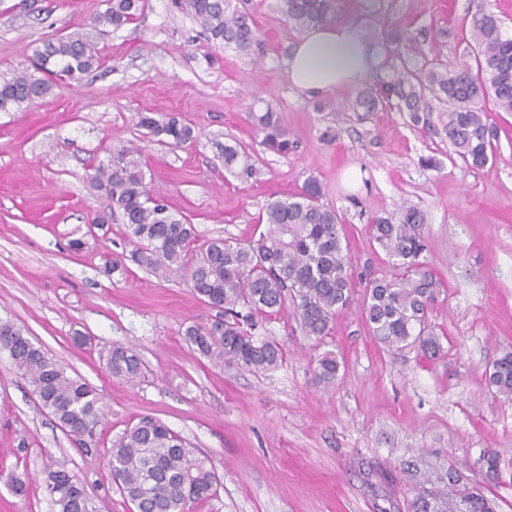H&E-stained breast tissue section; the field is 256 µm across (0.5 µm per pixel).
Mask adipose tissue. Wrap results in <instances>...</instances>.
I'll return each instance as SVG.
<instances>
[{
  "label": "adipose tissue",
  "mask_w": 512,
  "mask_h": 512,
  "mask_svg": "<svg viewBox=\"0 0 512 512\" xmlns=\"http://www.w3.org/2000/svg\"><path fill=\"white\" fill-rule=\"evenodd\" d=\"M372 50L361 30L347 23L307 29L286 60L292 86L303 95L360 86L371 72Z\"/></svg>",
  "instance_id": "1"
}]
</instances>
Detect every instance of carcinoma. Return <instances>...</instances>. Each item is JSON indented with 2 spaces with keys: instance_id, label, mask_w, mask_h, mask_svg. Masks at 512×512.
<instances>
[{
  "instance_id": "obj_1",
  "label": "carcinoma",
  "mask_w": 512,
  "mask_h": 512,
  "mask_svg": "<svg viewBox=\"0 0 512 512\" xmlns=\"http://www.w3.org/2000/svg\"><path fill=\"white\" fill-rule=\"evenodd\" d=\"M470 29L475 42L474 61H448L435 55L416 60L405 53L415 39L408 28H395L384 40L395 45L376 67L374 85L358 89L343 105L365 121L378 112L396 110L412 126L448 141L466 168L480 169L496 157L498 129L489 122L486 104L512 112V32L489 0H472ZM190 14L201 35L215 47L241 56L265 54V42L250 9L234 0H174ZM146 0H107L95 16L98 34L105 36L136 20ZM334 0H281V11L294 27L306 30L334 19ZM34 72L0 76V111L8 112L48 95L62 80L81 83L97 69L102 56L97 43L84 33L49 38L32 54ZM262 145L286 157L294 150L281 113L268 104L251 113ZM139 125L176 147L194 140L191 127L171 117L144 115ZM224 169L248 180L257 169L241 145H224ZM91 186L103 192L109 209L122 214L131 260L165 279L191 288L216 311L203 325L185 330L186 341L212 364H240L255 372L279 366L282 344L258 339L255 318L291 315L308 336H325L339 310L352 300L356 282L351 260L343 247V231L336 210L320 202L319 184L309 179L301 192L269 202L257 224L266 229L247 239H214L196 245L194 226L170 211L152 194L136 148H121L106 166L96 169ZM423 210L411 203L397 212L370 220L371 239L385 253L389 271L366 280L362 309L369 331L391 350L415 348L426 358L443 350L439 335L428 323L439 282L424 258L426 244ZM7 338L0 351L38 398L41 408L57 421L75 443L96 445L106 415L104 398L87 382L35 346L24 330L5 323ZM318 374L332 383L340 362L332 352L318 360ZM106 367L116 379L134 381L144 376V364L131 348L107 351ZM489 384L512 396V352L496 360ZM108 470L121 495L136 512H186L190 502L213 495L219 477L210 460L193 449L164 423L143 417L112 441ZM44 488L56 512H89L83 482L66 463L49 458L43 466ZM466 512H493L491 503L468 487L458 491ZM412 512H447V503L425 490L411 502Z\"/></svg>"
}]
</instances>
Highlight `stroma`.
Segmentation results:
<instances>
[{
    "instance_id": "obj_1",
    "label": "stroma",
    "mask_w": 512,
    "mask_h": 512,
    "mask_svg": "<svg viewBox=\"0 0 512 512\" xmlns=\"http://www.w3.org/2000/svg\"><path fill=\"white\" fill-rule=\"evenodd\" d=\"M252 3L266 43L259 65L214 48L171 0H148L135 23L99 40L103 64L81 84L0 112V321L21 327L110 406L96 446L79 447L0 353V512H52L42 473L49 455L84 481L92 512H136L108 478L106 451L146 415L218 473L216 493L189 512H408L413 481L444 495L441 477L451 469L496 512H512V399L488 384L494 361L512 351V112L491 114L496 159L466 169L449 160L447 141L403 114L360 123L331 111L345 93H297L286 59L300 32L277 0ZM105 8V0H0V75L25 70L45 38L94 34ZM466 8L467 0H335V19L378 34L398 23L439 36L452 61L468 50ZM429 38L411 54H428ZM266 103L295 144L288 156L266 151L250 120V109ZM144 113L177 117L196 141H158L139 127ZM235 142L255 155V179L225 171L220 147ZM129 145L140 148L151 188L202 242L249 237L268 202L316 180L342 217L358 278L387 268L369 217L405 201L418 206L428 218L427 262L442 283L430 314L443 332L441 355L388 350L355 302L321 338L285 315L259 319L256 335L286 350L273 370L200 358L183 333L212 310L131 261L121 215L102 228L92 223L109 201L90 178ZM431 155L440 170L420 165ZM75 239L81 249L71 248ZM78 332L90 345H74ZM115 345L140 355L144 379L112 378L102 356ZM328 351L341 363L332 385L317 375ZM490 451L500 458L496 482L484 475ZM9 473L26 494L10 489Z\"/></svg>"
}]
</instances>
